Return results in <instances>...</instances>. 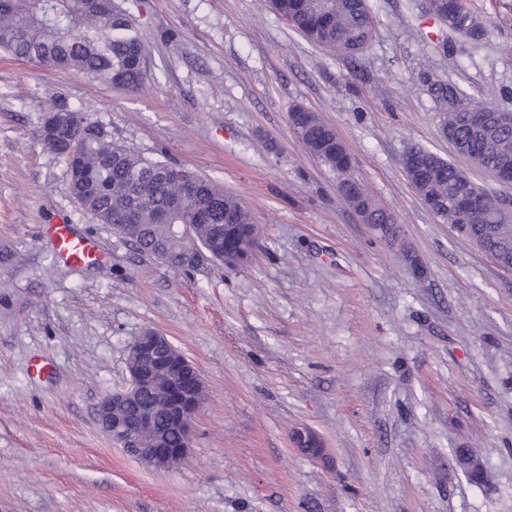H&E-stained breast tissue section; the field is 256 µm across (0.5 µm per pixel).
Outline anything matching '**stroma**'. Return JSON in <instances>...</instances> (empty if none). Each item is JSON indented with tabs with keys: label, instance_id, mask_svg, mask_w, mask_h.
Instances as JSON below:
<instances>
[{
	"label": "stroma",
	"instance_id": "1",
	"mask_svg": "<svg viewBox=\"0 0 512 512\" xmlns=\"http://www.w3.org/2000/svg\"><path fill=\"white\" fill-rule=\"evenodd\" d=\"M114 5L149 50L140 93L0 51V512H512V271L442 223L402 166L424 148L512 202L441 134L429 92L449 83L512 110V0H470L478 42L424 0H370L373 38L352 56L268 0ZM57 102L224 186L259 228L255 257L172 271L84 214L39 139ZM297 106L336 130L396 234L344 203L290 124ZM63 222L100 261L56 257L43 228ZM147 329L205 385L169 471L97 420ZM299 427L327 463L293 447ZM460 448L477 451L483 484Z\"/></svg>",
	"mask_w": 512,
	"mask_h": 512
}]
</instances>
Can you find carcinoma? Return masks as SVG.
I'll list each match as a JSON object with an SVG mask.
<instances>
[{"label": "carcinoma", "instance_id": "cac0c4a2", "mask_svg": "<svg viewBox=\"0 0 512 512\" xmlns=\"http://www.w3.org/2000/svg\"><path fill=\"white\" fill-rule=\"evenodd\" d=\"M271 8L288 25L313 43L334 52L352 55L370 43L374 23L367 0H269ZM448 14L457 22L448 32L475 40L486 27L467 6L466 0H448ZM0 49L18 58L61 70H75L91 80L106 82L127 93H138L147 79L145 45L128 18L112 0H0ZM440 117L448 122L455 148L474 166L493 176L512 177V127L495 122L497 108L478 104L457 87L438 84L432 90ZM308 130L309 153L336 172L338 191L365 224H379L395 231L397 219L382 207L353 175L354 163L336 131L315 113L301 107ZM70 116L73 124L89 132L71 151L60 155L67 168L94 178L89 187L81 180L70 184L79 208L100 224H108L141 252L157 258L172 270L189 267L200 252L224 259V245L244 241L246 245L225 259L224 266L238 268L251 258L258 242L257 225L251 212L224 187L201 177L193 190L169 180L173 164L153 160L112 142L105 125L90 114L61 104L50 109ZM461 169L437 154L421 149L416 166L407 178L424 202L436 201V213L448 221L443 210L458 193ZM469 207V239L477 238L505 266L512 265V230L501 221L495 200L484 192L474 199L461 198ZM135 217L132 228H118L127 213ZM174 224L191 225L185 238L172 231ZM179 392L170 390V378L155 372L142 391L141 408L151 414L153 427L142 437L145 448H180L187 430L172 423ZM469 478L478 482L481 469L470 449L459 452Z\"/></svg>", "mask_w": 512, "mask_h": 512}]
</instances>
